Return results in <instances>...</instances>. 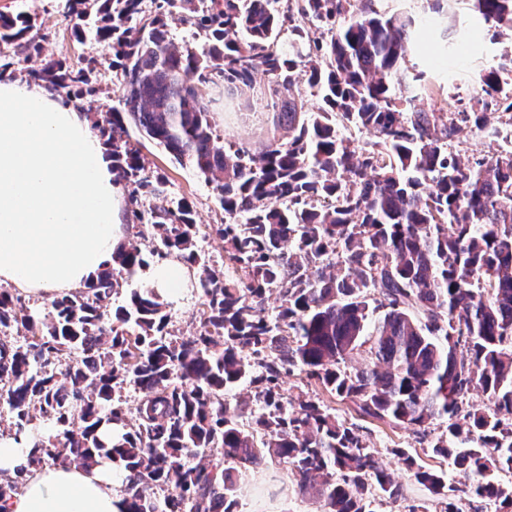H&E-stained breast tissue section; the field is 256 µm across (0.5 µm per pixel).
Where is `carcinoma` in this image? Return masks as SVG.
Instances as JSON below:
<instances>
[{"label": "carcinoma", "instance_id": "carcinoma-1", "mask_svg": "<svg viewBox=\"0 0 512 512\" xmlns=\"http://www.w3.org/2000/svg\"><path fill=\"white\" fill-rule=\"evenodd\" d=\"M473 2L486 25L512 30V0ZM153 4L68 0L77 40L110 45L122 98L123 111L98 112L91 127L112 147L132 223L160 234L147 249L118 247L42 316L0 288V330L26 336L0 337V395L10 435L30 444L26 467L110 463L125 473L123 512H239L236 467L278 463L322 512H377L403 487L339 400L411 432L465 474L459 492L512 509L499 478L512 471V78L487 70L465 110L429 112L415 91L431 85L405 66L416 20L375 0ZM35 19L28 0L0 12V75L92 92L90 69L43 55ZM173 21L202 45L176 42ZM34 57L40 66H25ZM234 102L274 113L285 134L257 153L224 139L213 109ZM488 112L504 117L493 131L503 144L462 161L451 144L484 131ZM130 125L213 184L223 223L201 226L187 200H166ZM353 129L374 140L355 144ZM149 197L162 204L145 207ZM202 227L222 264L195 249ZM150 258L198 276L194 334L174 337L151 289L116 304ZM365 345L371 367L355 363ZM295 372L313 388L297 401L281 387ZM125 384L143 393L133 409L115 397ZM244 384L258 405L245 420L228 399ZM473 391L491 407L470 406ZM38 418L56 433L32 435ZM395 455L447 497L446 470Z\"/></svg>", "mask_w": 512, "mask_h": 512}]
</instances>
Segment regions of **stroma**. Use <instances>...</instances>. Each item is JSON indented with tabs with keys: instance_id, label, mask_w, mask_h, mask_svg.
I'll use <instances>...</instances> for the list:
<instances>
[{
	"instance_id": "stroma-1",
	"label": "stroma",
	"mask_w": 512,
	"mask_h": 512,
	"mask_svg": "<svg viewBox=\"0 0 512 512\" xmlns=\"http://www.w3.org/2000/svg\"><path fill=\"white\" fill-rule=\"evenodd\" d=\"M66 0H36L43 29L45 55L68 59L78 66L89 60L102 61L95 81L94 93L75 102L83 112H104L121 108L115 86V75L104 65L111 59L108 44L94 40L77 41L72 21L63 16ZM432 0H379L378 7L386 14L410 15L428 20L429 25L410 53L407 63L424 69L438 92L420 98L418 104L427 110L445 108L447 102L468 99L480 90L478 77L486 69L497 66L505 56L512 55V34H493L476 19L472 0H444L440 13H433ZM217 128L226 139L260 150L278 131L266 113L221 112L213 114ZM147 173L165 177L168 197L187 199L197 223L218 224L224 212L215 199L212 187L191 166H182L150 141L140 145ZM358 427L365 442L374 448L380 465L404 486V500L383 503L381 512H408L409 505L432 502V495L411 481L395 456L398 448L418 456L421 464H430L422 445L404 430H391L367 420ZM237 495L240 512H319L320 505L311 495L300 493L293 476L284 466L269 465L261 469L248 466L239 470Z\"/></svg>"
}]
</instances>
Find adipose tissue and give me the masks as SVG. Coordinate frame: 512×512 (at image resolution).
Listing matches in <instances>:
<instances>
[{"instance_id":"obj_1","label":"adipose tissue","mask_w":512,"mask_h":512,"mask_svg":"<svg viewBox=\"0 0 512 512\" xmlns=\"http://www.w3.org/2000/svg\"><path fill=\"white\" fill-rule=\"evenodd\" d=\"M112 155L84 112L37 82L0 80V283L40 297L81 289L125 233ZM110 464L28 472L0 512H120Z\"/></svg>"}]
</instances>
